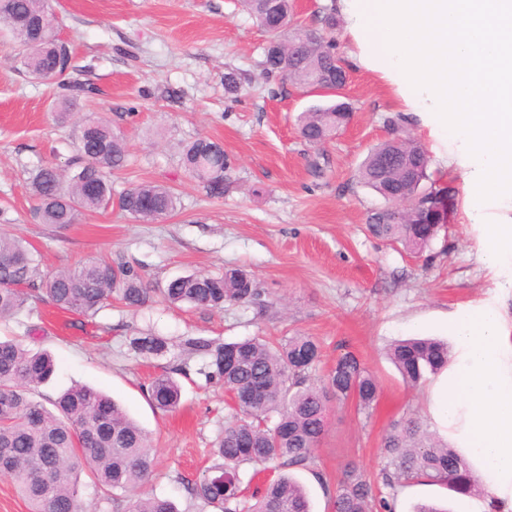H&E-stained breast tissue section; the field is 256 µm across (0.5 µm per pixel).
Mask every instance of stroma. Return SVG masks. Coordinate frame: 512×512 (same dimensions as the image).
<instances>
[{
	"label": "stroma",
	"instance_id": "35a3bbf8",
	"mask_svg": "<svg viewBox=\"0 0 512 512\" xmlns=\"http://www.w3.org/2000/svg\"><path fill=\"white\" fill-rule=\"evenodd\" d=\"M61 37L72 53L65 84L34 80L18 62L19 48L0 28V233L24 238L38 251L42 273L72 269L91 258L138 267L153 286L191 273L249 271L259 303L199 311L162 303L133 310L121 304L85 318L39 304L33 315L0 321V337H17L30 350L50 351L53 379L39 391L56 397L75 384L100 389L117 401L151 438L153 475L144 490L172 500L179 512H214L190 498L186 483L216 458L211 448L224 428L229 397L207 381L203 357L185 353L183 339L221 343L249 336L300 332L319 343L316 376L341 353L354 352L374 372L381 392L374 409L354 401L334 406L318 449V468L294 470L312 512H328L321 478L341 480L348 463L378 480L385 465L381 439L407 414L426 417L423 388L407 386L385 352L395 341H449L452 313L501 303L512 318V297H502L504 273L478 261L479 227L465 217L463 171L429 172L437 187H451L449 221L430 249L415 256L373 236L369 216L384 199L359 183L368 152L390 138L389 118L401 107L392 88L363 67L344 35L333 31L335 52L348 77L344 100L349 124L320 146L299 135L300 112L324 104L296 87L271 93L269 85L224 91V73L258 72L266 36L237 0H53ZM78 105L60 115L68 97ZM105 120L125 140L129 165L112 178L115 192L145 182L172 188L168 216L145 224L118 206L80 216L66 226L40 223L30 176L40 167L66 168L85 117ZM200 137L220 142L230 164L223 197L207 196L180 166L185 144ZM167 337L162 358L134 353L129 339ZM186 365L181 401L162 411L146 389L163 368ZM426 499L457 512L461 495L440 485L399 489L394 512H413Z\"/></svg>",
	"mask_w": 512,
	"mask_h": 512
}]
</instances>
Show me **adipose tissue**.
<instances>
[{
    "mask_svg": "<svg viewBox=\"0 0 512 512\" xmlns=\"http://www.w3.org/2000/svg\"><path fill=\"white\" fill-rule=\"evenodd\" d=\"M362 65L468 170L466 216L482 260L512 266V0H337ZM454 351L426 391L431 419L512 512V329L501 307L459 309Z\"/></svg>",
    "mask_w": 512,
    "mask_h": 512,
    "instance_id": "1",
    "label": "adipose tissue"
}]
</instances>
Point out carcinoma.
I'll use <instances>...</instances> for the list:
<instances>
[{"mask_svg": "<svg viewBox=\"0 0 512 512\" xmlns=\"http://www.w3.org/2000/svg\"><path fill=\"white\" fill-rule=\"evenodd\" d=\"M240 3L267 34L261 62L266 82L310 90L317 75L323 77L325 87L345 79L346 71L332 51L333 15L322 16L321 28L300 30L293 0ZM35 21L45 36L57 33L49 0H5L0 5V22L23 49ZM58 52L71 63L66 45L51 40L41 56L24 53L22 64L31 74L49 66ZM350 118L351 112L333 102L300 113L297 125L306 142L320 144ZM127 156L123 138L109 124L85 119L69 175L53 167H41L32 175L31 191L41 223L74 224L84 212L112 206L107 171L124 168ZM429 164L419 142L397 137L374 147L358 170L360 182L384 200L407 204L398 224L387 223V208L371 214L369 231L413 254L431 246L447 219L444 204L450 189L435 187ZM181 165L210 196L224 195L228 165L219 142L209 138L189 142L182 150ZM175 200L171 188L141 183L123 191L118 206L133 219L152 223L172 213ZM114 293L133 309L161 302L221 310L226 303L249 304L260 296L252 275L240 268L215 276H178L162 288L152 287L130 265L97 259L74 270L44 275L27 241L0 235V320L23 311L31 314L35 304L45 300L60 310L94 316L109 306ZM129 345L145 357L159 358L169 351L168 339L155 334L135 336ZM183 347L206 358L205 376L224 383L231 399L224 430L213 448L220 463L187 482L190 497L219 512H312L303 486L284 475L245 498L242 467L250 465L256 474L269 465L281 472L317 467V450L328 430L333 403L352 398L359 410L372 409L381 390L378 377L345 352L325 378H313L320 347L313 337L301 333L276 342L258 336L228 343L188 337ZM387 357L407 384L420 386L427 375L448 366L450 350L436 341L407 340L393 344ZM55 371L49 353L0 339V475L12 479L32 505L31 512H83L77 480L81 471L91 475L101 503L118 508L125 501L126 512H179L173 501L154 494L125 498L149 480L154 457L147 433L109 396L74 385L52 399L50 409L36 398L38 388ZM183 373L178 366L170 367L151 380L148 393L156 408L178 407L181 393L174 375ZM380 447L386 460L381 472L386 487L426 482L461 495L481 493L467 463L416 418L394 422ZM322 485L331 512H392L390 500L375 493L374 484L355 466L345 471L335 490L325 480Z\"/></svg>", "mask_w": 512, "mask_h": 512, "instance_id": "cac0c4a2", "label": "carcinoma"}]
</instances>
